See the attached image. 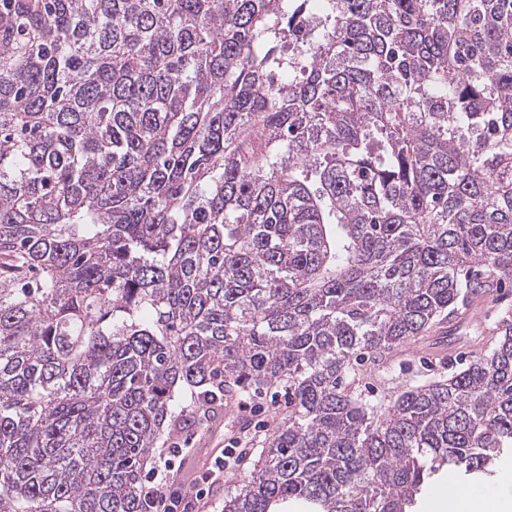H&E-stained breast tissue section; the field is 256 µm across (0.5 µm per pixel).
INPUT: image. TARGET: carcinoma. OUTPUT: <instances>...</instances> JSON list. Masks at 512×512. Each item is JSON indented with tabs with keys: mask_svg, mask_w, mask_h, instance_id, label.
I'll return each instance as SVG.
<instances>
[{
	"mask_svg": "<svg viewBox=\"0 0 512 512\" xmlns=\"http://www.w3.org/2000/svg\"><path fill=\"white\" fill-rule=\"evenodd\" d=\"M0 8V512H144L187 424L282 386L223 512H416L512 454V320L371 400L512 283V0ZM428 341L426 340L422 344L409 348L403 356L394 360V363L389 366L388 380L385 381V384L391 386L393 383L396 385L405 379L425 381L434 377L439 378V376L446 377L449 373L464 365L470 352L474 349V343L470 342L461 349L454 359L441 360L440 358H434L436 357L435 354L440 351L429 348Z\"/></svg>",
	"mask_w": 512,
	"mask_h": 512,
	"instance_id": "1",
	"label": "carcinoma"
}]
</instances>
